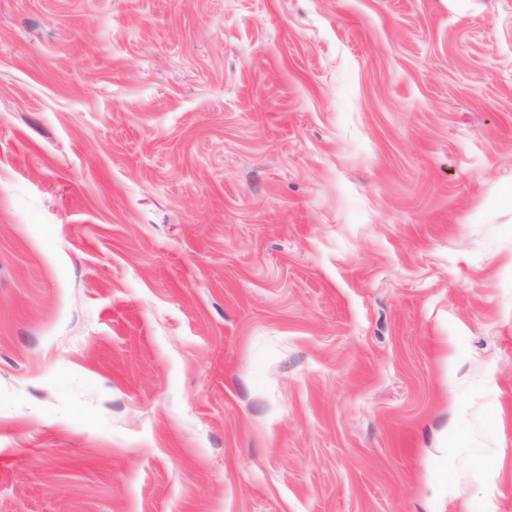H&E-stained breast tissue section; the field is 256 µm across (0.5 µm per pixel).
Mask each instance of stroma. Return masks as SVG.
<instances>
[{"label":"stroma","instance_id":"stroma-1","mask_svg":"<svg viewBox=\"0 0 512 512\" xmlns=\"http://www.w3.org/2000/svg\"><path fill=\"white\" fill-rule=\"evenodd\" d=\"M506 186L512 0H0V512H512Z\"/></svg>","mask_w":512,"mask_h":512}]
</instances>
